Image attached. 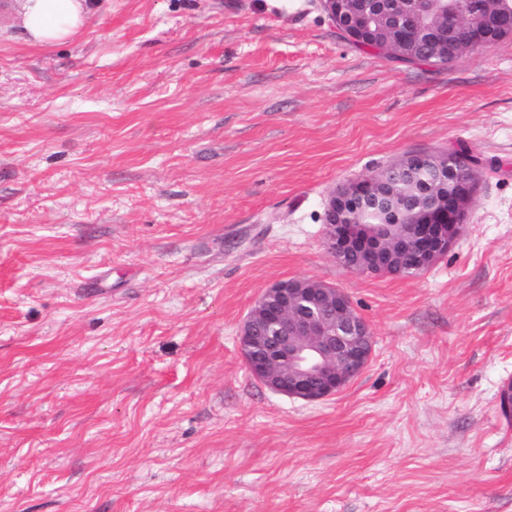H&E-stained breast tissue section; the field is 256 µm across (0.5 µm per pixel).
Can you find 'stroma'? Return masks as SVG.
Returning a JSON list of instances; mask_svg holds the SVG:
<instances>
[{"label":"stroma","mask_w":512,"mask_h":512,"mask_svg":"<svg viewBox=\"0 0 512 512\" xmlns=\"http://www.w3.org/2000/svg\"><path fill=\"white\" fill-rule=\"evenodd\" d=\"M0 0V512H512V37L446 66L320 0H96L60 46ZM481 160L413 277L323 247L329 193ZM283 278L344 290L372 357L320 402L239 336ZM351 1L353 0H322L323 8L329 19L349 40L345 39L356 47H366L351 41H355L356 39L361 40L363 37L372 33L383 34L386 22L382 16L354 13L350 7ZM366 48L382 52L377 45Z\"/></svg>","instance_id":"obj_1"}]
</instances>
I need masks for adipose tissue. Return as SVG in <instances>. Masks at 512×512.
<instances>
[{"label":"adipose tissue","mask_w":512,"mask_h":512,"mask_svg":"<svg viewBox=\"0 0 512 512\" xmlns=\"http://www.w3.org/2000/svg\"><path fill=\"white\" fill-rule=\"evenodd\" d=\"M14 11L33 43L57 45L81 29L92 11L91 0H16Z\"/></svg>","instance_id":"ef3b65f1"}]
</instances>
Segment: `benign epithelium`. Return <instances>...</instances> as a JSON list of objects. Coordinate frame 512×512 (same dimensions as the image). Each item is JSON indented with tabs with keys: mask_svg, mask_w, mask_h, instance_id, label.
Listing matches in <instances>:
<instances>
[{
	"mask_svg": "<svg viewBox=\"0 0 512 512\" xmlns=\"http://www.w3.org/2000/svg\"><path fill=\"white\" fill-rule=\"evenodd\" d=\"M329 19L349 40L383 34L385 19L355 13L351 0H322ZM497 7L471 6L468 0L448 4V23L426 44L424 53L438 61L461 55L463 46L448 36L457 19L476 36L494 28L505 30L504 16L512 13V0H495ZM387 54L402 59L414 55L415 45L406 36L384 42ZM408 171V157L380 172L345 183L330 192L324 211L323 246L336 260L354 252L364 254L366 267H350L360 274H378L376 268L396 263L416 253L418 263L429 268L448 253L463 234L470 203L479 182L468 180L466 193L459 191L462 172L441 163L435 155L428 177L438 189L431 206L420 212L417 228L392 241L358 232L349 219L344 201L372 198L374 186ZM349 297L323 284L305 288L298 279H282L266 288L248 312L241 329L240 349L252 376L273 392L308 402L328 398L346 387L368 364L373 346L370 325L360 315H349Z\"/></svg>",
	"mask_w": 512,
	"mask_h": 512,
	"instance_id": "1",
	"label": "benign epithelium"
}]
</instances>
